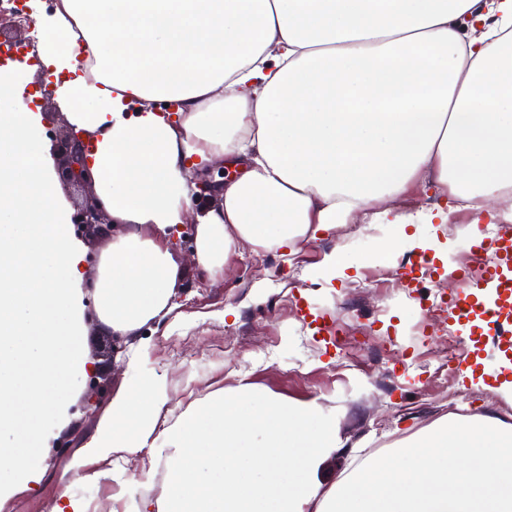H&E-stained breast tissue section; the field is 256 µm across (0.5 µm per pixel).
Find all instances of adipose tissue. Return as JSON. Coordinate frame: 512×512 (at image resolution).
I'll return each instance as SVG.
<instances>
[{"instance_id":"adipose-tissue-1","label":"adipose tissue","mask_w":512,"mask_h":512,"mask_svg":"<svg viewBox=\"0 0 512 512\" xmlns=\"http://www.w3.org/2000/svg\"><path fill=\"white\" fill-rule=\"evenodd\" d=\"M43 80L95 138L96 191L125 224L83 288L84 251L57 190L25 65L0 66V502L39 482V450L74 381L96 368L84 310L116 336L169 311L164 241L192 200L187 168L238 166L197 217L195 254L223 272L238 244L285 257L336 225L447 222L382 207L423 172L457 207L512 222V0H31ZM178 103V122L156 108ZM166 385L140 377L72 467L91 480L163 441L165 494L136 512H512V424L445 421L325 483L345 444L314 403L247 390L162 419ZM156 447V446H155ZM464 468L449 467L452 457Z\"/></svg>"}]
</instances>
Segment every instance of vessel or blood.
<instances>
[{
    "label": "vessel or blood",
    "instance_id": "b4317fda",
    "mask_svg": "<svg viewBox=\"0 0 512 512\" xmlns=\"http://www.w3.org/2000/svg\"><path fill=\"white\" fill-rule=\"evenodd\" d=\"M469 248L474 252L491 251V266L479 275L462 271L457 287L448 300L449 320L468 325L479 319L482 335L504 357H512V235L485 240L479 230H472Z\"/></svg>",
    "mask_w": 512,
    "mask_h": 512
}]
</instances>
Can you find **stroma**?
<instances>
[{
    "instance_id": "1",
    "label": "stroma",
    "mask_w": 512,
    "mask_h": 512,
    "mask_svg": "<svg viewBox=\"0 0 512 512\" xmlns=\"http://www.w3.org/2000/svg\"><path fill=\"white\" fill-rule=\"evenodd\" d=\"M471 221L467 212L455 222L420 227L423 235L443 246L433 260L441 283L456 278ZM389 235V229L380 226L355 236L336 228L303 243L287 259L244 243L216 276L182 266L170 313L125 337L119 357L110 354V332L94 309H87L88 346L98 362L100 402L94 410L84 409L88 381L78 378L67 417L54 425L46 442L41 484L18 491L0 504V512H50L64 491L100 512H134L141 499L164 494L165 465L146 452L95 481L80 480L70 470L74 457L110 414L115 394L137 377L126 356L145 337L151 344L147 368L166 381L165 416L179 414L213 392L231 393L241 386L259 397L314 401L335 411L347 447L326 464L332 481L368 455L387 452L398 440L441 421L489 415L512 423V400L485 387L479 377H466L463 368L420 374L419 365L432 362L436 354L420 307L421 293L382 287L384 269H397L417 249L407 244L388 251L384 243ZM331 253L344 270L328 276L324 258ZM365 281L374 282V289H362ZM230 306L238 313L233 322L224 319ZM304 306L309 315L332 314L342 327L363 324L367 349L360 358L361 373L351 376L337 367L334 347L316 335L309 316L301 315ZM228 339L237 345L232 362L224 358ZM391 340L415 365L397 378L384 372L383 348Z\"/></svg>"
}]
</instances>
